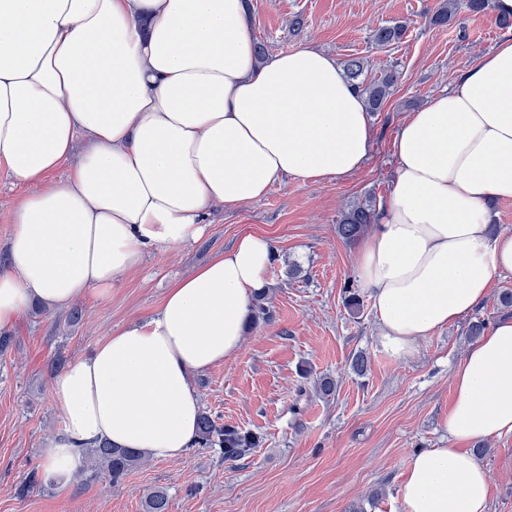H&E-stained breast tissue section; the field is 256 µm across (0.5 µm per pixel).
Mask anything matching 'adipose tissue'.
<instances>
[{
  "label": "adipose tissue",
  "instance_id": "ef3b65f1",
  "mask_svg": "<svg viewBox=\"0 0 512 512\" xmlns=\"http://www.w3.org/2000/svg\"><path fill=\"white\" fill-rule=\"evenodd\" d=\"M371 139L336 59L303 47L257 61L245 0H0V169L35 187L0 254V328L35 301L104 298L149 249L197 241L215 205L356 173ZM393 155L356 265L382 349L403 358L512 272V232L491 233L488 209L512 199V37L410 113ZM273 257L267 236L240 235L56 374L50 470L73 474L103 442L156 459L192 446L193 376L237 351ZM452 386L450 445L411 460L406 512H487L465 444L512 434V319L471 346Z\"/></svg>",
  "mask_w": 512,
  "mask_h": 512
}]
</instances>
